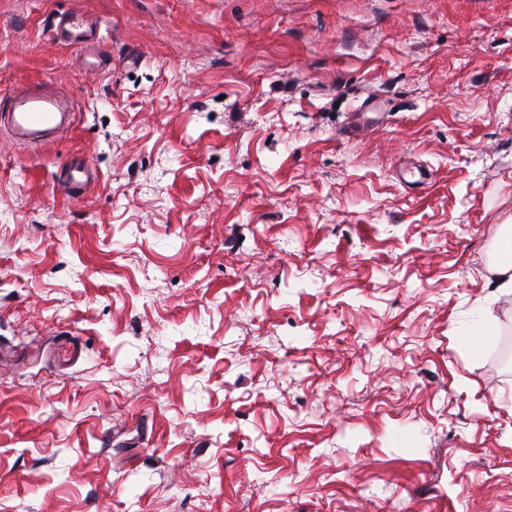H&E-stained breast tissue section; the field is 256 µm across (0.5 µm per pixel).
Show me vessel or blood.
I'll use <instances>...</instances> for the list:
<instances>
[{
  "label": "vessel or blood",
  "mask_w": 512,
  "mask_h": 512,
  "mask_svg": "<svg viewBox=\"0 0 512 512\" xmlns=\"http://www.w3.org/2000/svg\"><path fill=\"white\" fill-rule=\"evenodd\" d=\"M50 35L61 43L85 48L84 66L106 68L108 57L91 46L99 40V31L82 14L76 12L55 13L49 25ZM4 119L9 135L20 143H33L44 134L60 132L66 124V113L62 112L56 95L43 92L23 91L5 94ZM100 175L91 172L82 164L68 161L65 184L61 189L64 197L77 199L88 186L100 184Z\"/></svg>",
  "instance_id": "1"
}]
</instances>
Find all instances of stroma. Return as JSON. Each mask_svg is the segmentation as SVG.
Here are the masks:
<instances>
[{
	"mask_svg": "<svg viewBox=\"0 0 512 512\" xmlns=\"http://www.w3.org/2000/svg\"><path fill=\"white\" fill-rule=\"evenodd\" d=\"M18 84L79 119L0 133V512H512V0H0ZM49 33L61 43L85 49L99 41V30L76 12L55 13L49 25ZM61 194L68 199H78L81 193L90 185L101 183V176L91 172L85 166L75 161L66 163V176Z\"/></svg>",
	"mask_w": 512,
	"mask_h": 512,
	"instance_id": "stroma-1",
	"label": "stroma"
}]
</instances>
